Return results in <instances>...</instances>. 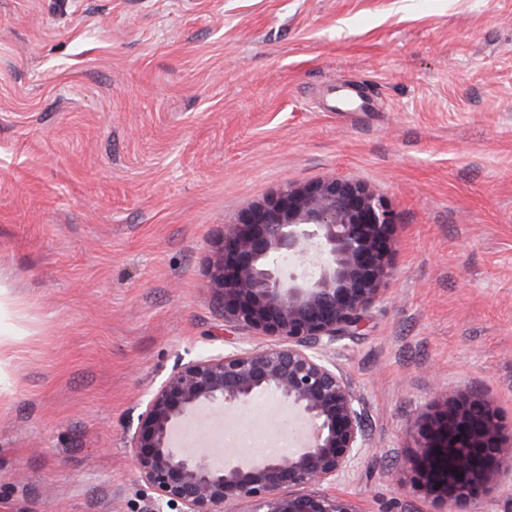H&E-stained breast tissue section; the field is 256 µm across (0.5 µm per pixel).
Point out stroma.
<instances>
[{
	"instance_id": "obj_1",
	"label": "stroma",
	"mask_w": 512,
	"mask_h": 512,
	"mask_svg": "<svg viewBox=\"0 0 512 512\" xmlns=\"http://www.w3.org/2000/svg\"><path fill=\"white\" fill-rule=\"evenodd\" d=\"M341 176L398 215L383 298L329 357L371 452L358 512H429L412 424L476 390L512 425V0H0V512H154L128 440L177 362L270 337L208 286L226 224ZM286 410L237 421L275 447ZM10 301L7 297V292L0 284V375L3 376L4 369L9 365L13 358V345L15 343V336H20V332L15 331L14 328L3 330L2 316L10 315Z\"/></svg>"
}]
</instances>
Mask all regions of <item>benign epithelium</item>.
Instances as JSON below:
<instances>
[{"instance_id":"benign-epithelium-1","label":"benign epithelium","mask_w":512,"mask_h":512,"mask_svg":"<svg viewBox=\"0 0 512 512\" xmlns=\"http://www.w3.org/2000/svg\"><path fill=\"white\" fill-rule=\"evenodd\" d=\"M397 214L368 187L334 177L288 183L231 224L209 268V284L233 331L274 339L266 348L178 363L148 398L128 448L158 505L176 512H359L336 482L369 451L365 412L329 357L354 336L385 291ZM262 393L275 395L310 429L285 454L243 452L217 466L188 454L173 433L212 407L239 416ZM418 451L397 474L434 504L488 493L512 474V429L475 391L429 404L417 421ZM469 471L448 476V462Z\"/></svg>"}]
</instances>
